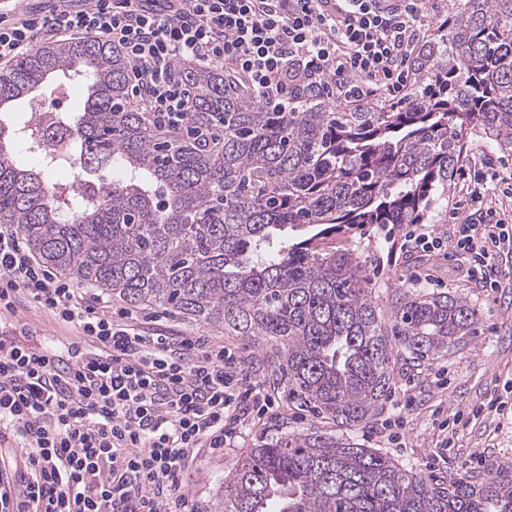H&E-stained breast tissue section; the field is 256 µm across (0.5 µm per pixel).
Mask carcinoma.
Segmentation results:
<instances>
[{"mask_svg":"<svg viewBox=\"0 0 512 512\" xmlns=\"http://www.w3.org/2000/svg\"><path fill=\"white\" fill-rule=\"evenodd\" d=\"M411 68L400 103L273 112L224 69L180 65L195 102L186 128L161 136L127 106L115 46H40L0 72V223L77 284L263 339L288 394L358 427L386 403L397 356L431 359L478 324L468 301L410 290L385 322L350 236L430 222L473 137L512 148V0H457ZM61 76L87 86L81 110L46 134L62 144L54 164L77 169L63 198L3 119ZM101 167L117 177L86 178ZM217 512H512V465L436 480L313 427L250 449Z\"/></svg>","mask_w":512,"mask_h":512,"instance_id":"cac0c4a2","label":"carcinoma"}]
</instances>
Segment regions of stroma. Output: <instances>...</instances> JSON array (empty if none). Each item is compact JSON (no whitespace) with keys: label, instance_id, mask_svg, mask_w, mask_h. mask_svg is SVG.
Returning a JSON list of instances; mask_svg holds the SVG:
<instances>
[{"label":"stroma","instance_id":"obj_1","mask_svg":"<svg viewBox=\"0 0 512 512\" xmlns=\"http://www.w3.org/2000/svg\"><path fill=\"white\" fill-rule=\"evenodd\" d=\"M467 184L456 180L432 213L430 231L441 238L440 252L424 256L401 248L403 237L384 238L376 227L365 226L353 234L374 276L372 297L384 319L395 312L396 293L407 287L417 291H444L465 298L477 310L475 335L465 337L461 349L422 363L401 359L395 365L389 400L377 418L351 430V437L377 449L407 469L428 476L469 474L488 477L492 469L512 465V416L476 415L482 403L512 391V288L476 287L452 247L453 214L468 215L474 204ZM17 318L30 323L50 350L75 340L73 327L58 323L28 300L17 305ZM140 322L174 336H207L248 360L245 374L251 383L274 391L275 403L262 417L249 419L240 438L223 456L199 453L180 476V491L192 499L199 512H214L225 475L256 445L289 433L317 426L342 435V428L299 406L287 391L275 390L269 375L255 370L267 351L265 343L225 335L223 327L197 321L171 309L137 306ZM452 421V436L444 438L440 425Z\"/></svg>","mask_w":512,"mask_h":512}]
</instances>
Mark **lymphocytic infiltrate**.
Masks as SVG:
<instances>
[{
    "instance_id": "lymphocytic-infiltrate-1",
    "label": "lymphocytic infiltrate",
    "mask_w": 512,
    "mask_h": 512,
    "mask_svg": "<svg viewBox=\"0 0 512 512\" xmlns=\"http://www.w3.org/2000/svg\"><path fill=\"white\" fill-rule=\"evenodd\" d=\"M423 0H93L0 23V64L63 35L108 39L128 60L132 96L165 129L185 127L193 93L178 62L230 72L267 108L304 96L364 108L412 83L431 35ZM490 196L458 225L454 248L483 288L512 286V226ZM110 350L61 372L29 328L0 347V512H198L179 476L195 451L223 454L244 412L273 399L243 382L241 363L205 336L147 333L132 310L73 287L0 225V310L19 293Z\"/></svg>"
}]
</instances>
